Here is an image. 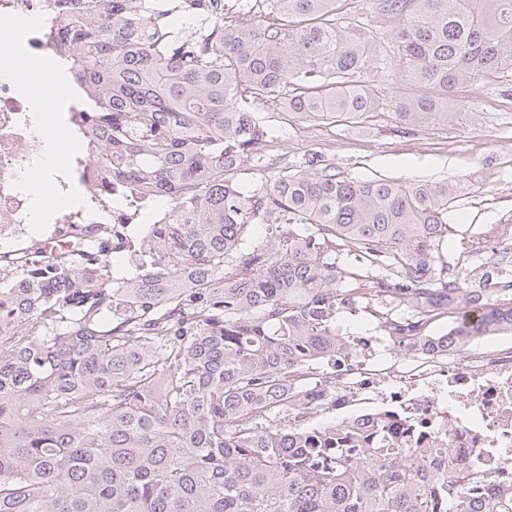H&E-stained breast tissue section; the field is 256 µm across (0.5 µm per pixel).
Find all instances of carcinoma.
I'll list each match as a JSON object with an SVG mask.
<instances>
[{
	"mask_svg": "<svg viewBox=\"0 0 512 512\" xmlns=\"http://www.w3.org/2000/svg\"><path fill=\"white\" fill-rule=\"evenodd\" d=\"M77 0L47 41L76 65L103 190L156 219L112 273L109 224L0 276V512H512L477 479L433 475L434 448L307 419L336 314L391 336L449 309L459 348L512 328V280L436 269L466 184L352 180L262 153L258 105L356 120L361 80L397 58L395 116L448 119L460 85L512 79V0ZM274 170L242 191L245 167ZM265 225V242L245 240ZM373 0H339L338 17L339 21L352 23L365 22L366 18L371 19Z\"/></svg>",
	"mask_w": 512,
	"mask_h": 512,
	"instance_id": "1",
	"label": "carcinoma"
}]
</instances>
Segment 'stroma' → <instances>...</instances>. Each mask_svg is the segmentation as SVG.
<instances>
[{
	"label": "stroma",
	"mask_w": 512,
	"mask_h": 512,
	"mask_svg": "<svg viewBox=\"0 0 512 512\" xmlns=\"http://www.w3.org/2000/svg\"><path fill=\"white\" fill-rule=\"evenodd\" d=\"M398 79L390 63L368 72L366 81L382 104L357 122L264 104L260 115L272 135L268 153L293 165L313 154L362 181L471 182V193L448 215L452 232L439 250V262L468 269L474 286L489 277L512 279V251L487 248L491 241L512 243V82L477 80L449 99L448 120L406 126L389 105Z\"/></svg>",
	"instance_id": "1"
}]
</instances>
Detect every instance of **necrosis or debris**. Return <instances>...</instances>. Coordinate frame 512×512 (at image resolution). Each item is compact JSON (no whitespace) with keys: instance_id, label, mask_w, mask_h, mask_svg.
Returning a JSON list of instances; mask_svg holds the SVG:
<instances>
[{"instance_id":"1","label":"necrosis or debris","mask_w":512,"mask_h":512,"mask_svg":"<svg viewBox=\"0 0 512 512\" xmlns=\"http://www.w3.org/2000/svg\"><path fill=\"white\" fill-rule=\"evenodd\" d=\"M54 23L53 0H0V262L18 264L48 240L84 246L105 225L138 224L134 200L115 203L101 193L102 166L78 154L48 161L51 138L81 139L86 111L69 104L50 117L33 102L32 89L58 78V57L46 35ZM52 188L43 205L35 184ZM48 216L49 237L31 234L34 216ZM336 386L315 385L312 412L337 422L385 421L388 441L420 439L439 449L431 467L469 471L485 495L512 486V339L490 348L473 343L448 349L444 342L399 346L384 355L370 336H346L336 352Z\"/></svg>"}]
</instances>
